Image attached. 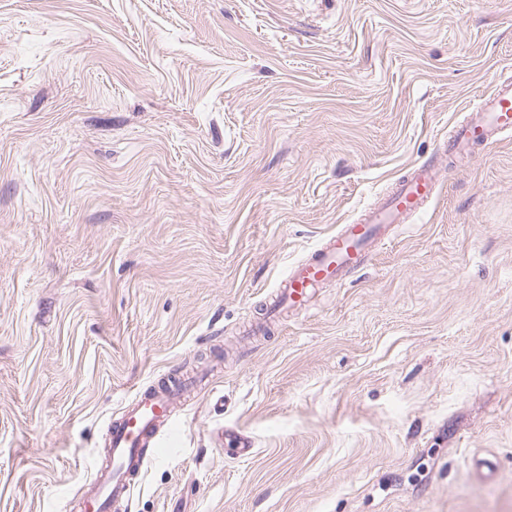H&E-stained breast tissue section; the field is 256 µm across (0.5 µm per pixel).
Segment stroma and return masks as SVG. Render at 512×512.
Masks as SVG:
<instances>
[{
    "mask_svg": "<svg viewBox=\"0 0 512 512\" xmlns=\"http://www.w3.org/2000/svg\"><path fill=\"white\" fill-rule=\"evenodd\" d=\"M499 78L512 0H0V512H65L194 371L116 512H512V141L441 147ZM423 162L430 208L241 336Z\"/></svg>",
    "mask_w": 512,
    "mask_h": 512,
    "instance_id": "stroma-1",
    "label": "stroma"
}]
</instances>
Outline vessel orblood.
<instances>
[{
  "instance_id": "obj_1",
  "label": "vessel or blood",
  "mask_w": 512,
  "mask_h": 512,
  "mask_svg": "<svg viewBox=\"0 0 512 512\" xmlns=\"http://www.w3.org/2000/svg\"><path fill=\"white\" fill-rule=\"evenodd\" d=\"M508 138H512V78L479 97L471 120L451 128L443 148L462 156L474 147L490 148ZM440 181L431 165L410 168L393 184L382 204L364 209L290 269L274 292L270 316L307 308L321 288L364 266L374 251L390 241L396 225L433 203ZM182 388V381L167 379L136 392L112 423L93 480L82 495L67 504L66 512H111L115 504L129 497L149 455L160 452L159 434L173 427L171 409Z\"/></svg>"
}]
</instances>
